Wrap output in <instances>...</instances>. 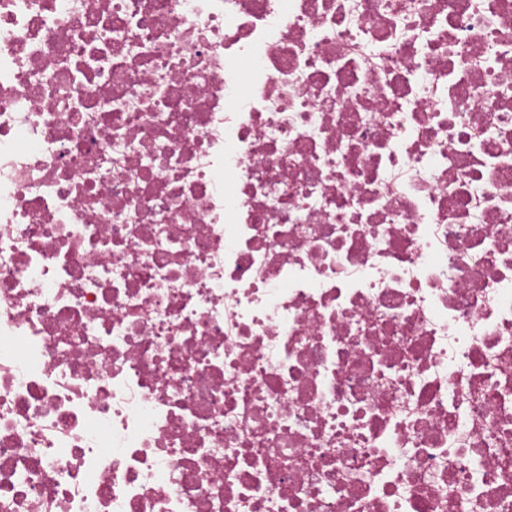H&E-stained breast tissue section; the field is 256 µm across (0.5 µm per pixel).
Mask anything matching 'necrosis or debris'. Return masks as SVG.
<instances>
[{"label":"necrosis or debris","instance_id":"necrosis-or-debris-1","mask_svg":"<svg viewBox=\"0 0 512 512\" xmlns=\"http://www.w3.org/2000/svg\"><path fill=\"white\" fill-rule=\"evenodd\" d=\"M0 512H512V0H0Z\"/></svg>","mask_w":512,"mask_h":512}]
</instances>
